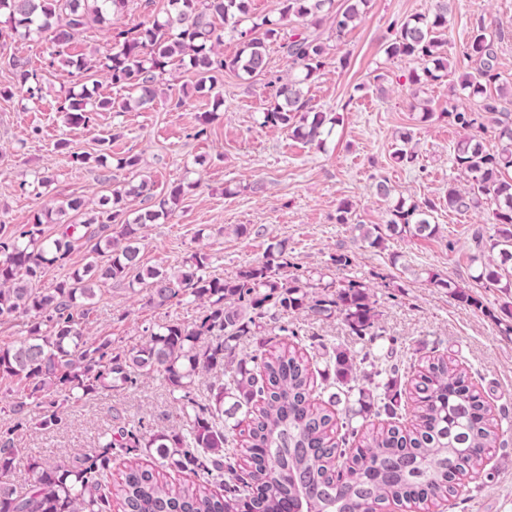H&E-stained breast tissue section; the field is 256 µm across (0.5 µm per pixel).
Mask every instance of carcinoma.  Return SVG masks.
I'll use <instances>...</instances> for the list:
<instances>
[{
	"mask_svg": "<svg viewBox=\"0 0 512 512\" xmlns=\"http://www.w3.org/2000/svg\"><path fill=\"white\" fill-rule=\"evenodd\" d=\"M130 0H0V17L10 30L22 36L49 34L50 64L88 72L90 62L73 57L68 48L91 23H117ZM248 0H167L165 16L127 29L114 36L106 51L104 68L112 84L129 91L124 98L103 97L82 88L68 89L58 111L69 125H86L99 112H129L155 104L158 83L167 67L178 64L191 70L194 88L214 87L224 71L250 78L267 69V50L280 43L291 61L288 76L271 84L273 92L264 109L262 125L288 132L309 144H321L332 133L323 112H312L303 85L310 83L331 60L320 36L300 27L327 19L337 36L358 21L370 0H346L335 8L334 0H278L276 13L259 20L249 16ZM449 0H436L429 16L404 21L386 46L391 58L404 57L420 66L412 82L429 84L448 70ZM236 34L238 49L226 58L224 29ZM466 55L480 62L474 73L461 79L467 97L477 109L448 106V119L463 130L484 127L483 119L496 125L498 144L486 145L475 135L456 143L452 169L466 177L465 184L448 180L444 200L448 209L466 213L483 204L492 205L491 223L496 237L486 241L475 235L482 250L498 251L501 264H483L477 280L503 291L512 289V116L503 111L501 97L493 93L499 73L494 67L496 48L483 26L473 29ZM12 83L0 85V97L10 98L13 87L34 95L38 74L28 59L12 56L6 61ZM410 138L401 136L392 158L412 166L417 154ZM183 193L175 186L160 192L142 180L111 189L101 198L99 210L84 227H93L98 259L52 288H38L69 254L79 225L65 224L59 237L50 239L43 225L52 210L35 213L22 229L0 222V316L24 314L33 318L30 338L18 345H0V377L16 379L21 394L13 403L12 427L0 431V475L14 469L19 449L15 431L29 422L31 406L46 405L41 423L61 422L56 401L78 399L108 388H134L142 378L157 373L173 392L183 418L182 428L151 433L141 424L121 427L117 436L104 434L102 451L78 454L69 462L47 468L30 462L33 489L25 495L0 490V512H112L117 495L126 512H370L383 504L409 499L443 500L459 493L462 477L485 467L486 451L497 442L490 426L489 407L471 388L466 371L440 355L428 359L411 380L414 405L412 429L400 426V391L390 370L376 372L377 383L361 389L356 405L345 413V432L331 436L337 425L336 394L323 399L314 385V362L288 337L300 335L296 325L279 320L277 312L303 310L314 317L339 314L354 336L369 342L380 336L377 318L366 287L350 281L335 290L312 291L295 275H284L288 253L284 244L265 260L245 266L235 278L211 276L206 257L194 254L176 274L157 269L140 272V229L147 222L166 217ZM144 197L152 208L126 218L128 199ZM436 203L431 199L406 204L398 198L390 207L389 233L408 232L430 237L437 233L429 217ZM120 226L112 236V226ZM134 277L145 286L148 302L156 307L181 301L186 296L204 300L200 315L190 325L169 321L146 330V339L126 351L112 350V341L88 343L84 324L95 281ZM257 336L255 353L236 357L237 341ZM281 341L267 349L271 339ZM325 370L351 396L354 358L342 348L324 353ZM224 368V383L208 404L192 392L203 371ZM261 406H255V403ZM384 414L388 423L377 431L361 432L357 417ZM248 428L247 448L257 459L246 474L236 468V440L230 433ZM360 446L352 465L333 474L328 458L345 457L350 440ZM136 453L152 450L163 464L188 472L199 482L170 485L159 481L153 469L129 461L117 492L106 487L109 451L112 447ZM212 480L224 482L225 495L210 492Z\"/></svg>",
	"mask_w": 512,
	"mask_h": 512,
	"instance_id": "obj_1",
	"label": "carcinoma"
}]
</instances>
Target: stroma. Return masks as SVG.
<instances>
[{
  "label": "stroma",
  "instance_id": "obj_1",
  "mask_svg": "<svg viewBox=\"0 0 512 512\" xmlns=\"http://www.w3.org/2000/svg\"><path fill=\"white\" fill-rule=\"evenodd\" d=\"M435 0H371L355 27L336 35L330 22L313 31L329 45L332 60L304 93L313 110L337 117L333 135L316 147L287 133L261 127V112L271 95L270 80L285 75L290 63L279 44L268 48L264 76L244 79L225 72L212 92L182 96L191 73L173 69L163 75L153 107L131 112H102L86 125L70 126L58 106L63 92L87 83L86 74L51 65L45 36L23 39L0 23V83L10 81L9 56L28 58L43 74L39 95L15 89L0 98V219L13 227L29 223L37 211L57 208L68 199L95 209L111 187L139 177L157 189L184 185L181 204L164 222L142 229L141 263L177 272L193 254L207 256L212 275L230 279L247 264L265 258L271 246L286 242L288 274L311 284L342 285L355 280L367 286L381 331L374 343L349 333L340 316L319 319L303 311L285 321L304 331L295 343L308 349L310 336L327 346L360 355L372 349L402 378L409 380L428 357L445 355L465 369L474 389L503 429L486 460L484 472L462 480L459 495L440 502L439 512H512V332L506 315L512 294L474 281V234L494 235L488 209L449 211L444 192L454 175L451 154L462 129L449 123V104L465 103L459 86L462 72L475 71L464 53L470 33L484 25L498 46L496 68L512 111V0H454L450 15L451 66L433 85L412 83L415 67L406 58L385 53L401 22L431 15ZM224 104L206 134L199 116L214 97ZM427 101L430 121L418 119L416 106ZM410 134L418 154L416 166L393 164L390 155L401 134ZM67 148H59V140ZM109 154L107 167L71 162L69 151ZM127 154L140 156L138 175L116 167ZM50 176L39 185V176ZM387 180L393 194L409 200L432 199L437 208L431 238L409 233L387 237L379 247L362 238L366 228L385 226L389 201L375 184ZM353 205L348 223L336 221L342 201ZM348 256L337 264V256ZM464 288L472 304L458 301L447 289L430 286L425 272ZM196 302L154 307L143 286L128 281L99 282L91 302L85 336L110 339L126 350L141 343L157 323H189L198 316ZM62 421L43 427L32 419L14 435L19 454L15 468L0 485L18 493L32 484L28 465L39 460L54 466L73 455L98 453V440L125 422H142L153 433L180 428L182 421L161 376L142 379L133 390H102L76 402L61 403Z\"/></svg>",
  "mask_w": 512,
  "mask_h": 512
}]
</instances>
